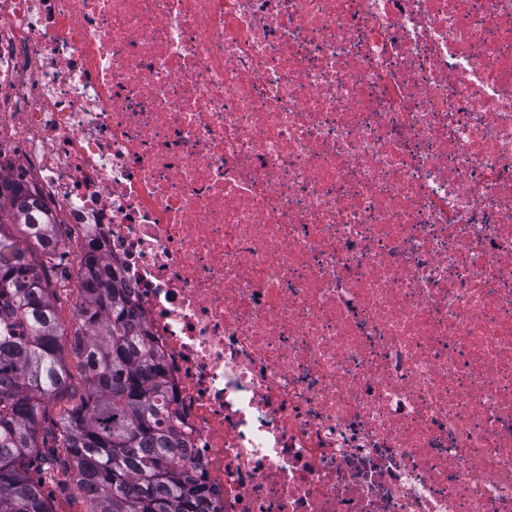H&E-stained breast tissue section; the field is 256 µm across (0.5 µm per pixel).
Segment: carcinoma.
Returning <instances> with one entry per match:
<instances>
[{
    "label": "carcinoma",
    "instance_id": "carcinoma-1",
    "mask_svg": "<svg viewBox=\"0 0 512 512\" xmlns=\"http://www.w3.org/2000/svg\"><path fill=\"white\" fill-rule=\"evenodd\" d=\"M67 256L41 202L0 177V512H57L43 483L60 472L85 512H213L160 357L94 240L71 331L58 323L50 289ZM67 351L85 393L42 435L47 403L69 389Z\"/></svg>",
    "mask_w": 512,
    "mask_h": 512
}]
</instances>
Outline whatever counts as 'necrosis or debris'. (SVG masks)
<instances>
[{
	"label": "necrosis or debris",
	"mask_w": 512,
	"mask_h": 512,
	"mask_svg": "<svg viewBox=\"0 0 512 512\" xmlns=\"http://www.w3.org/2000/svg\"><path fill=\"white\" fill-rule=\"evenodd\" d=\"M0 175L222 512H512V0H0Z\"/></svg>",
	"instance_id": "4bbe7bcc"
}]
</instances>
